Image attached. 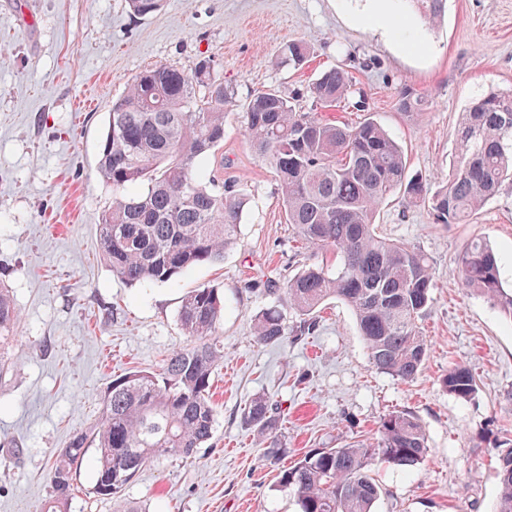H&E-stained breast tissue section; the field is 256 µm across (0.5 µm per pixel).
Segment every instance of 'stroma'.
Segmentation results:
<instances>
[{
    "label": "stroma",
    "instance_id": "35a3bbf8",
    "mask_svg": "<svg viewBox=\"0 0 512 512\" xmlns=\"http://www.w3.org/2000/svg\"><path fill=\"white\" fill-rule=\"evenodd\" d=\"M365 10L366 0H161L141 17L127 0H0V279L21 314L13 367L0 381V443L19 448L0 461V512H40L57 452L95 422L113 380L160 372L186 345L181 299L203 285L224 296L213 436L190 457L144 466L122 498L149 512H298L279 483L283 470L309 450L376 437L385 415L407 411L426 430L427 454L408 470L374 466L383 489L374 512H494L498 456L512 439V321L463 287L458 258L473 239L486 240L512 289V184L464 224L436 223L430 208L398 195L376 214L384 237L418 246L432 262L434 288L419 324L428 356L415 380L372 368L354 315L338 299L321 306L312 335L281 346L253 337L256 315L277 303L266 283L317 254L295 237L276 176L245 135L251 95L275 89L307 109L314 78L346 64L365 110L343 102L329 117L354 123L371 113L404 149L409 176L432 191L456 160L462 112L488 92H512V0H447L435 25L406 0H391L390 15L373 25L363 23ZM394 14L403 35H381ZM294 40L309 52L295 71L278 62ZM204 56L236 93L208 167L249 199L239 240L221 263L129 286L113 277L96 229L112 202L97 172L110 107L145 67L189 74ZM404 88L422 99L418 117L397 106ZM455 364L476 377L471 399L442 385ZM259 393L284 410L285 453L274 464L241 419ZM93 479L89 454L73 476L70 512H112Z\"/></svg>",
    "mask_w": 512,
    "mask_h": 512
}]
</instances>
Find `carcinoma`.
<instances>
[{"label":"carcinoma","mask_w":512,"mask_h":512,"mask_svg":"<svg viewBox=\"0 0 512 512\" xmlns=\"http://www.w3.org/2000/svg\"><path fill=\"white\" fill-rule=\"evenodd\" d=\"M407 2L432 24L445 13L446 0ZM307 57L299 41L282 48L288 65L299 67ZM351 83L345 64L331 67L312 84V101L334 107L348 98ZM234 102V89L215 76L206 57L190 75L170 65L147 67L112 101L98 173L112 186L113 198L98 232L113 276L131 286L166 283L197 265L223 262L237 244L248 198L205 168L224 140L226 110ZM397 104L414 117L422 100L404 88ZM244 120L253 151L279 178L287 221L298 239L335 256L333 267L314 262L281 283H267L268 294L284 297L285 310L269 308L257 316L256 341L277 346L313 333L316 310L337 298L352 309L372 368L414 380L428 351L419 320L430 302L432 265L420 248L377 234L376 212L400 194L409 205L430 203L439 224L468 220L512 180V94L491 92L461 114L457 164L430 196L407 177L402 147L369 115L349 125L304 112L267 89L251 96ZM499 263L484 241L474 239L459 257L460 279L512 320V292L503 288ZM288 310L296 317L291 326ZM223 317L218 289L188 292L178 311L188 344L170 355L162 372L136 371L112 382L97 422L73 434L56 455L44 512H69L73 475L92 447L93 493L112 499V512H146L121 498L122 488L143 466L167 455L189 457L213 435L217 410L210 387L224 357L215 341ZM20 321L9 289L0 283V380L10 369L8 346ZM442 384L459 399L477 391L464 365L448 368ZM280 417L281 407L265 394L242 413L271 462L284 452ZM426 453L423 425L412 413L395 411L381 419L375 441L313 449L283 471L281 483L293 491L299 512H373L381 490L371 468L378 462L412 468ZM498 478L495 512H512V443L499 455Z\"/></svg>","instance_id":"1"}]
</instances>
